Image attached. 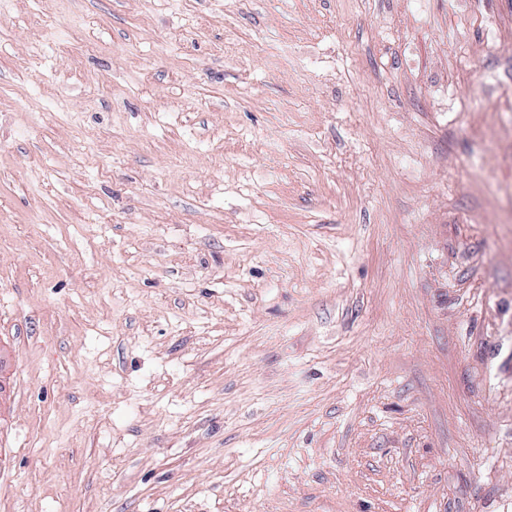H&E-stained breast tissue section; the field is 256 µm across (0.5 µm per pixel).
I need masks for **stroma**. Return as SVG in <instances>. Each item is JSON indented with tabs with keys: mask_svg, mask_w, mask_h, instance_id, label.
<instances>
[{
	"mask_svg": "<svg viewBox=\"0 0 512 512\" xmlns=\"http://www.w3.org/2000/svg\"><path fill=\"white\" fill-rule=\"evenodd\" d=\"M512 0H5L0 512H512Z\"/></svg>",
	"mask_w": 512,
	"mask_h": 512,
	"instance_id": "1",
	"label": "stroma"
}]
</instances>
